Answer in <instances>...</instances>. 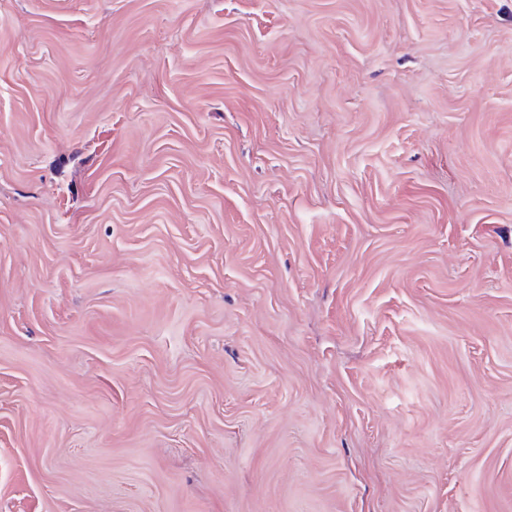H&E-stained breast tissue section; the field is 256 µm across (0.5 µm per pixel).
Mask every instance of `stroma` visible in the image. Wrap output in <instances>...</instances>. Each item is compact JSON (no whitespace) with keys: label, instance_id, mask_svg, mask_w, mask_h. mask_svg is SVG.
I'll return each mask as SVG.
<instances>
[{"label":"stroma","instance_id":"obj_1","mask_svg":"<svg viewBox=\"0 0 512 512\" xmlns=\"http://www.w3.org/2000/svg\"><path fill=\"white\" fill-rule=\"evenodd\" d=\"M0 512H512V0H0Z\"/></svg>","mask_w":512,"mask_h":512}]
</instances>
